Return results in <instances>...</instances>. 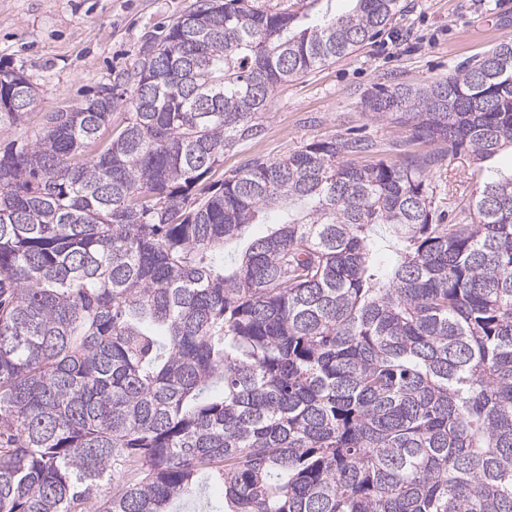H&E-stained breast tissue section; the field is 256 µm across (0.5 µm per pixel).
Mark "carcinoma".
Here are the masks:
<instances>
[{"label":"carcinoma","instance_id":"cac0c4a2","mask_svg":"<svg viewBox=\"0 0 512 512\" xmlns=\"http://www.w3.org/2000/svg\"><path fill=\"white\" fill-rule=\"evenodd\" d=\"M331 2L196 0L0 151V512H170L202 475L224 512H512V174L451 224L432 181L512 145V40L360 99L432 151L335 135L212 179L402 11ZM35 101L0 68V128Z\"/></svg>","mask_w":512,"mask_h":512}]
</instances>
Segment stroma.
<instances>
[{"instance_id": "obj_1", "label": "stroma", "mask_w": 512, "mask_h": 512, "mask_svg": "<svg viewBox=\"0 0 512 512\" xmlns=\"http://www.w3.org/2000/svg\"><path fill=\"white\" fill-rule=\"evenodd\" d=\"M194 0H0V67L23 71L38 99L21 125L0 129V147L34 139L45 113L64 110L115 84L158 28ZM397 21L354 56L275 88L266 133L224 157L233 170L251 156L270 159L338 134L375 143L371 160L424 153L408 129L363 112L376 85L423 84L447 76L512 39V0H402ZM512 171V149L475 166L469 154L448 157L433 179L441 198L468 202L484 174Z\"/></svg>"}]
</instances>
